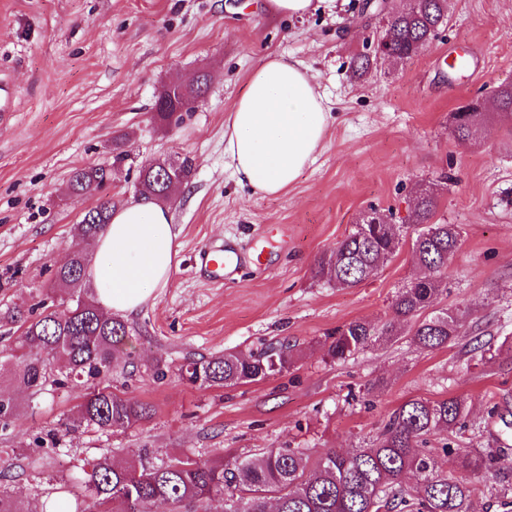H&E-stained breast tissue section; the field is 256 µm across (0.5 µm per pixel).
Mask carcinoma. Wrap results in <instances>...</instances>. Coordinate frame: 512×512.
Instances as JSON below:
<instances>
[{
    "label": "carcinoma",
    "mask_w": 512,
    "mask_h": 512,
    "mask_svg": "<svg viewBox=\"0 0 512 512\" xmlns=\"http://www.w3.org/2000/svg\"><path fill=\"white\" fill-rule=\"evenodd\" d=\"M448 16V0H417L410 10L387 13L390 36L387 56L395 61L412 58L436 37ZM487 113H454V133L471 137L486 122ZM165 168L183 179L190 168L165 162L145 163L138 187L142 196L167 199L158 183ZM110 171L103 167H78L70 175L67 192L76 197L99 195L74 227L75 242L69 261L54 273L57 296L49 304L25 308L14 305L0 311V323L16 326L9 359L15 378L27 388H40L47 380L51 361L66 363V378L85 381L86 389L65 428L93 427L103 433L119 430L151 417V408L133 398L112 392L108 376L112 362L125 350L128 328L82 292L88 264L86 246L109 224L112 198L101 194ZM438 197L428 187L416 191L412 224L419 227L412 242L418 263L429 271L428 279L399 289L391 305L392 320L379 330L370 322L354 320L336 327L327 354L344 360L373 345L389 331L409 327L411 341L426 350H439L460 335L461 314L429 308L443 291L448 259L459 246L456 224H436L432 218ZM383 234L359 236L353 230L322 256L314 277L337 288H356L378 270L398 249ZM291 365L288 350L219 356L188 362L180 369L183 380L201 389L224 388L264 380ZM465 402L458 397L441 400L409 399L395 409L373 448L351 452L331 449L315 460L291 448H271L260 457L239 460L229 466L224 458L195 460L169 456L152 463L137 454L125 466L107 457L87 462L83 477L76 479L86 512H153L168 504L190 512L205 509L213 501L228 502L234 512H265L274 501L275 512H471L473 485L439 472L437 462L419 448L430 434L462 427ZM461 466L496 478L491 458L477 449L461 457ZM413 484L405 483L407 477ZM45 503L44 512H69L72 489Z\"/></svg>",
    "instance_id": "1"
}]
</instances>
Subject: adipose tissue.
Segmentation results:
<instances>
[{
    "label": "adipose tissue",
    "instance_id": "1",
    "mask_svg": "<svg viewBox=\"0 0 512 512\" xmlns=\"http://www.w3.org/2000/svg\"><path fill=\"white\" fill-rule=\"evenodd\" d=\"M329 114L313 75L286 55L260 59L224 126V155L238 183L275 195L293 184L323 142ZM179 231L166 207L140 197L114 208L86 275L98 305L137 313L177 264Z\"/></svg>",
    "mask_w": 512,
    "mask_h": 512
}]
</instances>
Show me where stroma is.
<instances>
[{"mask_svg":"<svg viewBox=\"0 0 512 512\" xmlns=\"http://www.w3.org/2000/svg\"><path fill=\"white\" fill-rule=\"evenodd\" d=\"M265 0H0V79L16 92L0 123V308L46 298L94 197L66 192L73 169H111L105 194L136 198L141 166L188 163L167 206L180 231L178 265L165 287L126 318V354L112 365L113 392L153 415L111 434L63 422L82 384H18L0 364V394L17 414L0 431V488L22 512H39L61 480L100 456L117 465L145 451L194 459H248L269 448L315 458L372 447L389 415L411 398L465 400L466 426L429 437L441 471L475 486L473 512H512V119L489 108L469 142L452 115L512 82V0H448V17L412 58L354 59L386 29L366 0H321L304 18L268 11ZM284 53L315 75L330 114L322 149L299 179L273 196L238 185L224 155V122L259 59ZM466 55L470 67L450 68ZM208 69L207 93L177 122L154 104L172 81ZM124 140L122 157L113 138ZM438 194L435 219L460 225L440 309L469 316L448 347L426 351L408 333L380 338L343 361L326 349L337 326L382 324L399 288L423 270L407 222L417 185ZM401 225L402 245L362 286L337 289L313 276L370 210ZM227 245L248 264L224 283L201 275L202 250ZM478 340L481 349L468 344ZM289 346L292 365L259 382L202 390L182 380L186 361L229 350ZM477 448L500 477L462 470Z\"/></svg>","mask_w":512,"mask_h":512,"instance_id":"1","label":"stroma"}]
</instances>
